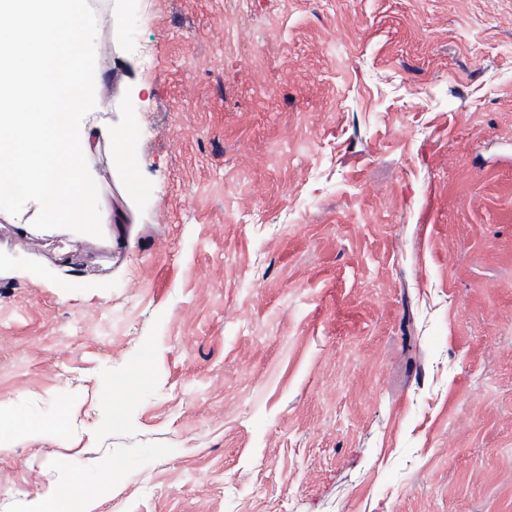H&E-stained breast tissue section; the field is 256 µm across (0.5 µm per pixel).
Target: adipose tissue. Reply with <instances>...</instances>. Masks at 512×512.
<instances>
[{
    "mask_svg": "<svg viewBox=\"0 0 512 512\" xmlns=\"http://www.w3.org/2000/svg\"><path fill=\"white\" fill-rule=\"evenodd\" d=\"M77 0H0V184L24 183L43 213L57 224H121L122 206L91 209L85 167L100 144H107L112 175L121 196L138 193L142 179L129 165L137 120L103 128L83 92L81 74L112 56L120 89L143 90L118 47L120 22L100 25L92 45L77 39L84 16ZM87 512L102 497L78 470H69L61 490L32 501L33 512Z\"/></svg>",
    "mask_w": 512,
    "mask_h": 512,
    "instance_id": "1",
    "label": "adipose tissue"
}]
</instances>
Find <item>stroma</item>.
<instances>
[{"instance_id":"stroma-1","label":"stroma","mask_w":512,"mask_h":512,"mask_svg":"<svg viewBox=\"0 0 512 512\" xmlns=\"http://www.w3.org/2000/svg\"><path fill=\"white\" fill-rule=\"evenodd\" d=\"M123 28L146 90L85 86L138 120L126 223L0 195V420L43 424L0 439V512L68 466L96 512H512V0Z\"/></svg>"}]
</instances>
